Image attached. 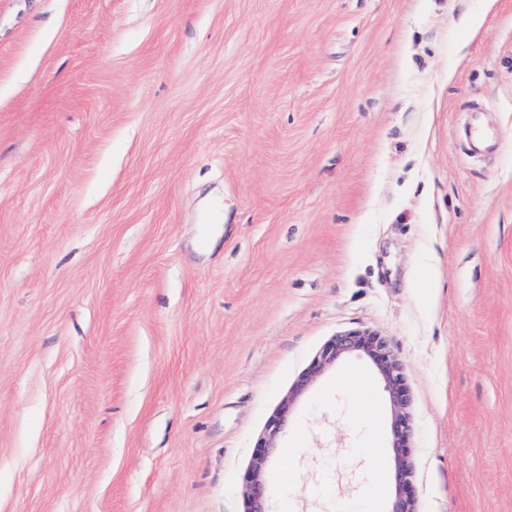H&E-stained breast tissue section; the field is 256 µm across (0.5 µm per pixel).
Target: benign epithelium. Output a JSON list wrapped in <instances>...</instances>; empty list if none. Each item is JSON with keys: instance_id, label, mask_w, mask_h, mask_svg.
<instances>
[{"instance_id": "benign-epithelium-1", "label": "benign epithelium", "mask_w": 512, "mask_h": 512, "mask_svg": "<svg viewBox=\"0 0 512 512\" xmlns=\"http://www.w3.org/2000/svg\"><path fill=\"white\" fill-rule=\"evenodd\" d=\"M350 353L363 356L377 369L383 378L392 405L390 432L395 461V490L388 512H418L409 462L412 428L408 413L406 379L401 364L394 357L385 338L367 329L351 330L334 336L322 346L303 372L294 394H299L318 375ZM291 403L292 399L285 400L269 418L265 432L253 450L250 465L244 476L249 504L247 512H267L264 475L268 458L285 425Z\"/></svg>"}]
</instances>
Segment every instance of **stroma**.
Masks as SVG:
<instances>
[{"label":"stroma","mask_w":512,"mask_h":512,"mask_svg":"<svg viewBox=\"0 0 512 512\" xmlns=\"http://www.w3.org/2000/svg\"><path fill=\"white\" fill-rule=\"evenodd\" d=\"M354 329L419 512H512V0H0V512H246ZM390 420L326 369L268 512H388ZM350 353H358L377 369L392 405L390 432L395 461V490L388 512H418L409 462L412 428L407 411L409 397L406 379L401 364L394 357L385 338L367 329L351 330L334 336L322 346L303 372L293 396L298 395L318 375ZM292 396L288 395L277 411L269 418L263 436L258 440L250 465L244 476L246 498L249 504L247 512H268L265 508L266 484L265 471L274 443L283 429L290 411Z\"/></svg>","instance_id":"obj_1"}]
</instances>
